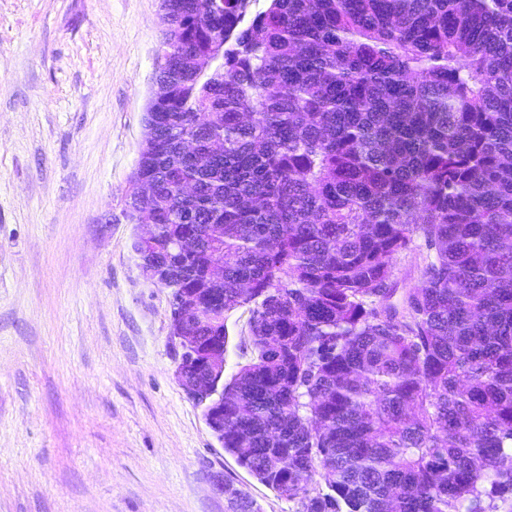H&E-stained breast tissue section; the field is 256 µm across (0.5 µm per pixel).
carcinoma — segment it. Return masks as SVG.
<instances>
[{
  "instance_id": "obj_1",
  "label": "carcinoma",
  "mask_w": 512,
  "mask_h": 512,
  "mask_svg": "<svg viewBox=\"0 0 512 512\" xmlns=\"http://www.w3.org/2000/svg\"><path fill=\"white\" fill-rule=\"evenodd\" d=\"M254 2L161 0L162 89L133 174L152 195L126 208L158 224L147 269L209 312L191 335L226 344L230 313H250L223 448L299 512H499L512 505V0ZM416 234L421 285L389 304ZM224 500L260 512L230 482Z\"/></svg>"
}]
</instances>
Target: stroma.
I'll return each mask as SVG.
<instances>
[{"instance_id":"stroma-1","label":"stroma","mask_w":512,"mask_h":512,"mask_svg":"<svg viewBox=\"0 0 512 512\" xmlns=\"http://www.w3.org/2000/svg\"><path fill=\"white\" fill-rule=\"evenodd\" d=\"M160 0H0V512H298L176 377L170 292L125 217ZM397 255L392 303L421 280ZM221 491L229 512H260L254 500L233 483L224 482Z\"/></svg>"}]
</instances>
